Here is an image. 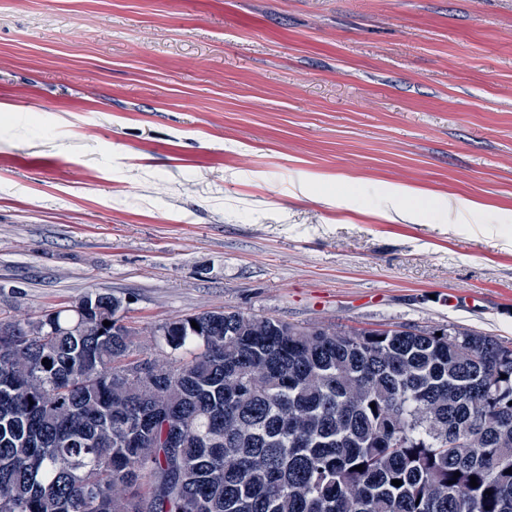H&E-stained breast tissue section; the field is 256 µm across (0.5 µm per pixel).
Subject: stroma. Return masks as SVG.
<instances>
[{"label":"stroma","mask_w":512,"mask_h":512,"mask_svg":"<svg viewBox=\"0 0 512 512\" xmlns=\"http://www.w3.org/2000/svg\"><path fill=\"white\" fill-rule=\"evenodd\" d=\"M0 103V319L512 338V0H0ZM415 194L416 192L407 186H393L389 188L386 192V216L390 217V211L419 215L420 211L416 210L413 206V202L416 199Z\"/></svg>","instance_id":"35a3bbf8"}]
</instances>
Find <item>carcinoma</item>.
I'll return each instance as SVG.
<instances>
[{
    "instance_id": "1",
    "label": "carcinoma",
    "mask_w": 512,
    "mask_h": 512,
    "mask_svg": "<svg viewBox=\"0 0 512 512\" xmlns=\"http://www.w3.org/2000/svg\"><path fill=\"white\" fill-rule=\"evenodd\" d=\"M154 342L133 372L106 291L0 320V512H512V339L220 310Z\"/></svg>"
}]
</instances>
